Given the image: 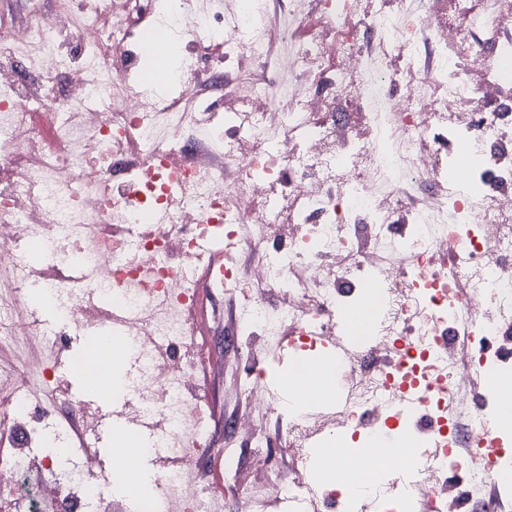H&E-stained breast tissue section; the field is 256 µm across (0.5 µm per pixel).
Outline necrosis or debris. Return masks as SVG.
I'll return each instance as SVG.
<instances>
[{"label":"necrosis or debris","mask_w":512,"mask_h":512,"mask_svg":"<svg viewBox=\"0 0 512 512\" xmlns=\"http://www.w3.org/2000/svg\"><path fill=\"white\" fill-rule=\"evenodd\" d=\"M320 0L330 38L306 36L283 59L297 79H230L221 65L270 55L269 0H29L23 22L0 18V347L40 352L0 377V426L19 441L0 455V512H84L103 488L94 469L30 488L28 442L49 444L47 417H76L51 370L52 344L25 288L80 328H109L137 370L129 421L161 423L167 467L135 492L143 512H221L223 490L252 491L258 512L311 498L349 512L335 481L314 473L312 445L330 427L395 431L364 468L377 512H500L512 500V446L489 447L485 423L512 432L501 388L512 374V0H449L447 22L403 19L392 0ZM182 48L175 77L139 80L146 27ZM438 47L422 60V43ZM483 62L473 85L468 66ZM442 87L428 95L427 84ZM259 100V109L225 105ZM395 143L359 135L378 115ZM436 158L421 161L424 146ZM464 166L462 191L423 206L427 187ZM209 240L229 261L211 266ZM250 252L248 274L231 256ZM286 295L269 306L271 293ZM238 311L240 391L257 399L268 360L257 339L287 330L289 355L336 348L342 408L323 418L274 407L279 453L257 437L240 466L210 436L201 380L223 367L196 335L193 308ZM377 306L367 342L348 345L338 311ZM122 311L112 320L111 310ZM41 396L31 400L32 387ZM288 455V471L276 464ZM224 460L222 488L199 475ZM270 482L254 491L253 474Z\"/></svg>","instance_id":"necrosis-or-debris-1"}]
</instances>
